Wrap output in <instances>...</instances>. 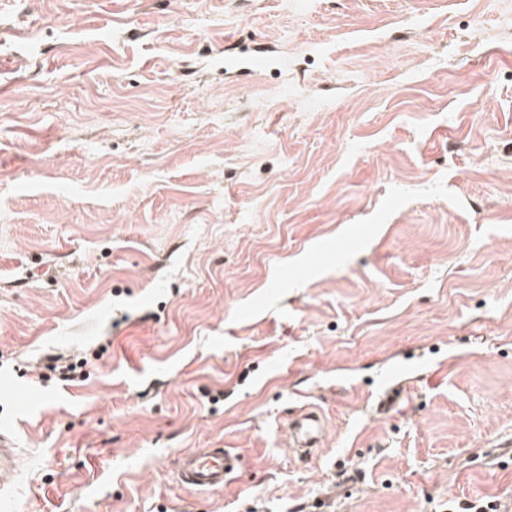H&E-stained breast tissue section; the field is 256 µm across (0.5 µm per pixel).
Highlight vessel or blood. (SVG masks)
Here are the masks:
<instances>
[{"mask_svg":"<svg viewBox=\"0 0 512 512\" xmlns=\"http://www.w3.org/2000/svg\"><path fill=\"white\" fill-rule=\"evenodd\" d=\"M286 432L291 451L306 458L323 442L325 419L320 410L307 407L288 422ZM238 465V457L224 448H198L184 453L178 460L181 481L198 491L223 489Z\"/></svg>","mask_w":512,"mask_h":512,"instance_id":"1","label":"vessel or blood"}]
</instances>
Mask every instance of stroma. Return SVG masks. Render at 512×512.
<instances>
[{"label":"stroma","instance_id":"obj_1","mask_svg":"<svg viewBox=\"0 0 512 512\" xmlns=\"http://www.w3.org/2000/svg\"><path fill=\"white\" fill-rule=\"evenodd\" d=\"M0 424V512H512V0H0ZM288 445L300 458L311 456L319 448L326 434V423L315 407L301 409L287 426ZM238 466V457L226 448H198L178 460L181 481L198 491L223 489Z\"/></svg>","mask_w":512,"mask_h":512}]
</instances>
